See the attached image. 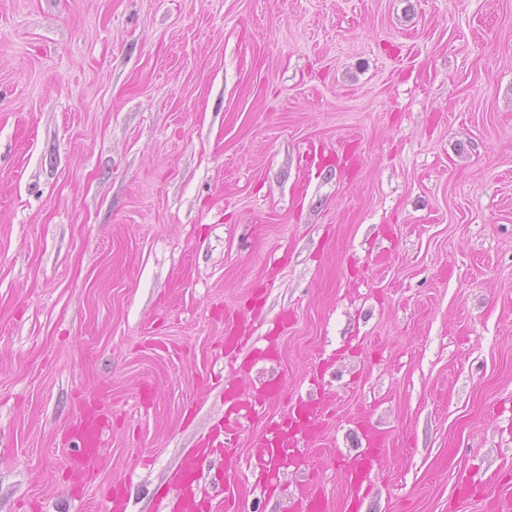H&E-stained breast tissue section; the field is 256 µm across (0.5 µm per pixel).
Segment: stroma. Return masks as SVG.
Instances as JSON below:
<instances>
[{"instance_id": "1", "label": "stroma", "mask_w": 512, "mask_h": 512, "mask_svg": "<svg viewBox=\"0 0 512 512\" xmlns=\"http://www.w3.org/2000/svg\"><path fill=\"white\" fill-rule=\"evenodd\" d=\"M237 311L287 397L232 508L497 512L512 494V0H0V512H159L224 416ZM321 397L264 499L250 439ZM107 417L72 492L67 425ZM465 475L472 490L458 500ZM250 331L246 332L239 314L235 313L224 322V355L235 353L249 339ZM359 430L366 449L357 460L345 468L343 477L355 503L370 489L375 465L388 443V434L382 429L363 425ZM298 511L300 512H330L328 499L320 490L315 480H305L300 485L298 494Z\"/></svg>"}]
</instances>
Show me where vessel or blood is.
Listing matches in <instances>:
<instances>
[{"label":"vessel or blood","mask_w":512,"mask_h":512,"mask_svg":"<svg viewBox=\"0 0 512 512\" xmlns=\"http://www.w3.org/2000/svg\"><path fill=\"white\" fill-rule=\"evenodd\" d=\"M249 339L239 316H232L224 322V353L232 355ZM285 392L282 380H268L259 388H244L236 378L224 382L225 401L234 414L249 413L256 405L269 398L281 397ZM104 415L96 404L85 405L77 417L70 422L68 433L76 446L67 458V468L74 484L86 483L95 463L102 455ZM325 431V413L313 401L299 400L280 419L270 422L254 438L252 446L257 459L267 467L282 462V451L298 444L313 445L322 440ZM361 437L365 450L357 460L344 470V481L352 500L360 498L370 489L375 466L388 443L385 431L371 426H361ZM238 440V430L233 425H225L223 432L212 434L203 447L189 454L182 465L181 475L175 485L173 500L175 512H194L196 508L193 485L197 472L209 464L214 450H231ZM299 512H331L328 499L316 481H304L298 494Z\"/></svg>","instance_id":"obj_1"}]
</instances>
